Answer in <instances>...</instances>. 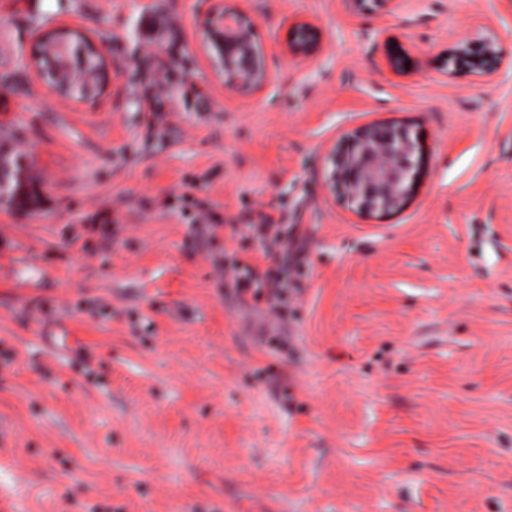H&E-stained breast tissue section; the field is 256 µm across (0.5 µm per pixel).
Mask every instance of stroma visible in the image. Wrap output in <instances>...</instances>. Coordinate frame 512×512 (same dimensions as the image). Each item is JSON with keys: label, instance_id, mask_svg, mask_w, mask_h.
<instances>
[{"label": "stroma", "instance_id": "35a3bbf8", "mask_svg": "<svg viewBox=\"0 0 512 512\" xmlns=\"http://www.w3.org/2000/svg\"><path fill=\"white\" fill-rule=\"evenodd\" d=\"M224 4L266 54L249 93L210 70L209 0H0V151L40 193L0 201V501L512 512V0ZM294 19L312 58L281 51ZM60 24L98 38L105 92L78 103L27 66ZM486 38L492 76L449 64ZM373 122L427 152L407 206L370 219L326 189L325 156ZM187 179L211 232L181 212ZM262 212L311 264L290 364L214 266Z\"/></svg>", "mask_w": 512, "mask_h": 512}]
</instances>
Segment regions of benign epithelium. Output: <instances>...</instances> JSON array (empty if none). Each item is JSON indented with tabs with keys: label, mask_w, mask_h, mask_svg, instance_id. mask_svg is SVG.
Returning a JSON list of instances; mask_svg holds the SVG:
<instances>
[{
	"label": "benign epithelium",
	"mask_w": 512,
	"mask_h": 512,
	"mask_svg": "<svg viewBox=\"0 0 512 512\" xmlns=\"http://www.w3.org/2000/svg\"><path fill=\"white\" fill-rule=\"evenodd\" d=\"M292 38L282 46L285 54L310 56L318 48L317 27L307 21L289 23ZM51 31L36 36L31 64L52 63V77L65 70L80 81L81 60L87 54L99 63L98 90L111 80L108 62L94 37L77 32V40L52 44ZM213 74L240 91L261 86L268 78L266 55L254 41V22L243 11H228L224 0H211L209 27L202 43ZM424 157V144L407 125L373 123L330 149L328 188L339 194L353 211L367 217L399 211L414 195Z\"/></svg>",
	"instance_id": "benign-epithelium-1"
}]
</instances>
